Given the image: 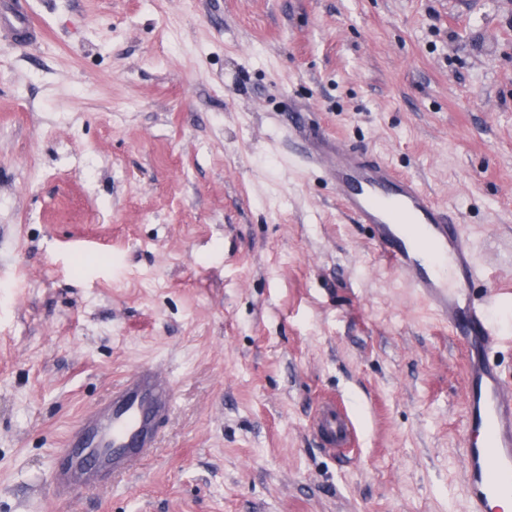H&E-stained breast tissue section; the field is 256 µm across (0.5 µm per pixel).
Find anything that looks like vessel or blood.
<instances>
[{"mask_svg": "<svg viewBox=\"0 0 512 512\" xmlns=\"http://www.w3.org/2000/svg\"><path fill=\"white\" fill-rule=\"evenodd\" d=\"M344 211L369 225L387 263L469 349L461 457L468 512H504L512 503V391L492 359L504 330L493 310L512 303L501 289L475 294L482 279L461 224L411 178L385 161L341 141L319 140ZM175 387L152 366L138 367L70 427L51 469L58 495L91 489L145 461L158 444V426L174 406ZM312 430L324 448L349 456L356 432L345 407L322 401Z\"/></svg>", "mask_w": 512, "mask_h": 512, "instance_id": "b4317fda", "label": "vessel or blood"}]
</instances>
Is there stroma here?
<instances>
[{"label":"stroma","mask_w":512,"mask_h":512,"mask_svg":"<svg viewBox=\"0 0 512 512\" xmlns=\"http://www.w3.org/2000/svg\"><path fill=\"white\" fill-rule=\"evenodd\" d=\"M0 28V512H467L466 352L302 154L414 177L512 292V0H21ZM143 364L154 454L69 501ZM351 411L353 460L312 434ZM175 387L154 366H140L70 427L50 474L57 494L68 496L119 476L157 448L158 426L174 406Z\"/></svg>","instance_id":"1"}]
</instances>
